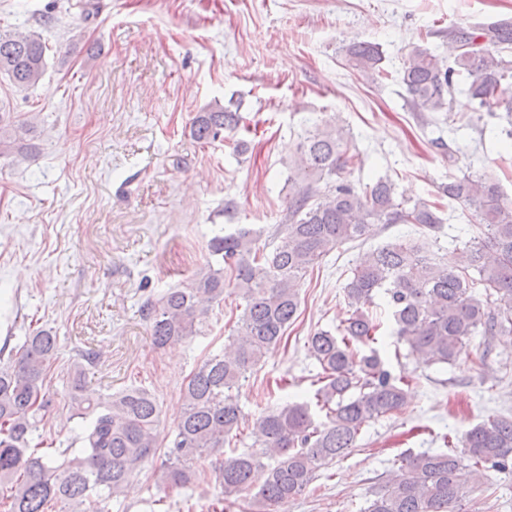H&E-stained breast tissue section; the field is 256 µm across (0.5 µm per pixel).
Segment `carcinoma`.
I'll use <instances>...</instances> for the list:
<instances>
[{
    "label": "carcinoma",
    "instance_id": "obj_1",
    "mask_svg": "<svg viewBox=\"0 0 512 512\" xmlns=\"http://www.w3.org/2000/svg\"><path fill=\"white\" fill-rule=\"evenodd\" d=\"M510 49L511 21L476 32L452 29L448 58L421 40L411 47L401 81L420 112H453L454 91L463 82L473 111L512 115V59L503 56ZM46 51L34 32H0V75L20 90L37 85L46 71ZM346 55L371 81L384 77L375 44L353 41ZM1 122L0 116V154L21 148L24 127L9 130ZM240 122L232 106L215 103L196 113L191 136L209 144ZM357 161L342 130L305 129L288 176L285 223L264 242L262 232L242 225L215 235L209 242L214 262L186 286L146 299L142 314L158 349L197 335L225 287L233 286L244 301L229 350L206 358L183 387L184 410L160 464L166 487L191 484L194 465L223 449L240 429L243 415L231 391L280 346L296 320L301 280L310 267L363 237L373 224H414L424 237L441 228L437 206L396 201L387 178L361 188L348 183L346 174ZM442 193L469 212L480 234L456 249L447 264L423 239H397L360 258L343 286L351 314L342 333L319 330L308 338V354L321 367L320 387L308 400L260 412L253 421L254 450L226 456L215 467L224 508L255 502L264 512H275L301 496L320 469L347 456L364 426L404 405L408 380L392 376L375 347L380 323L370 308L377 298L391 312L397 342L425 363H455L474 336L512 335V203L502 201L498 182L469 175L448 182ZM58 351V337L49 330L25 337L14 355L0 350V486L11 489L8 512H45L54 500L67 505L65 512H86L92 498L105 512L104 504L119 498L161 450V412L147 390L132 388L97 401L84 397L92 352L78 354L70 367L72 416L86 422L82 448L58 464L30 447L49 411L45 380ZM460 444L458 452L403 456L397 470L378 478L364 512H462L463 484H480L488 463L508 466L512 417L494 416L472 426Z\"/></svg>",
    "mask_w": 512,
    "mask_h": 512
}]
</instances>
